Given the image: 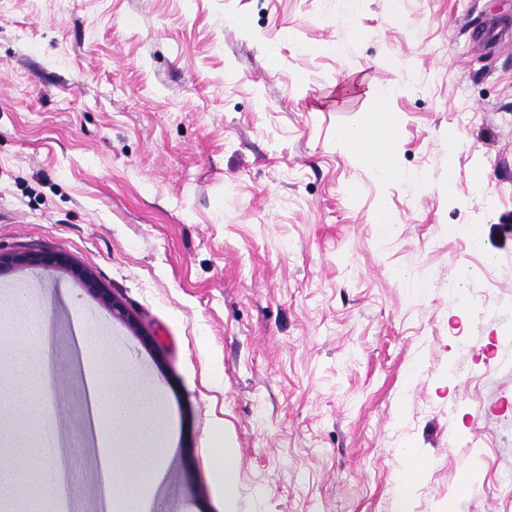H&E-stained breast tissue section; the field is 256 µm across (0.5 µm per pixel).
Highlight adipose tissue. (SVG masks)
Masks as SVG:
<instances>
[{"label":"adipose tissue","mask_w":512,"mask_h":512,"mask_svg":"<svg viewBox=\"0 0 512 512\" xmlns=\"http://www.w3.org/2000/svg\"><path fill=\"white\" fill-rule=\"evenodd\" d=\"M392 88L375 87L367 107L351 126L341 129L336 137L337 145L356 158L366 162L375 179L384 185L410 180L411 175L397 161L393 146L394 125L387 113V102ZM39 329L36 319H29L22 327L30 339L19 351L23 358L17 369L15 389L0 396V409L13 415L10 431V457L0 458V495H20L26 485L42 489L49 488L57 472L59 451L57 447L43 446L39 449V461L29 474H22L19 466L32 443L31 410L45 404L48 390L41 368L46 361V352L31 336ZM100 375L94 376L88 387L90 405L95 425L108 428L109 444L113 449V465L109 472L113 480L122 487L128 512H139L142 490L145 483L158 472L166 443L155 426L162 416L157 405H149L151 424L129 429L128 422L135 414L136 401L123 386L108 381L103 373L107 361H100Z\"/></svg>","instance_id":"1"}]
</instances>
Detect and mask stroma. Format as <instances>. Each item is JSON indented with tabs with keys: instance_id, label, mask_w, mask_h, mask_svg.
Masks as SVG:
<instances>
[{
	"instance_id": "35a3bbf8",
	"label": "stroma",
	"mask_w": 512,
	"mask_h": 512,
	"mask_svg": "<svg viewBox=\"0 0 512 512\" xmlns=\"http://www.w3.org/2000/svg\"><path fill=\"white\" fill-rule=\"evenodd\" d=\"M376 85L425 183L337 149ZM42 250L0 344L28 290L69 512H116L102 343L169 411L145 512H392L411 451L410 512H512V0H0V252ZM5 265H24L43 268L66 267L69 259L58 252H44L40 254L4 255L0 253V270Z\"/></svg>"
}]
</instances>
